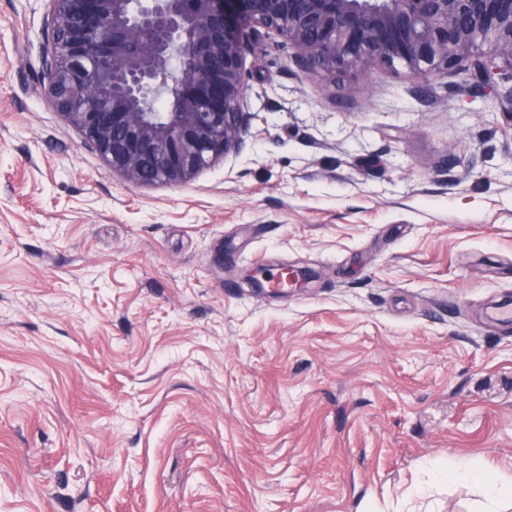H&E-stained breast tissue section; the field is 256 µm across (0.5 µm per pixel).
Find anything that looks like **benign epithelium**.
<instances>
[{
    "label": "benign epithelium",
    "mask_w": 512,
    "mask_h": 512,
    "mask_svg": "<svg viewBox=\"0 0 512 512\" xmlns=\"http://www.w3.org/2000/svg\"><path fill=\"white\" fill-rule=\"evenodd\" d=\"M52 107L128 181L181 186L243 152L248 33L280 35L321 81L396 63L427 81L512 74V0H48ZM167 111L157 110L159 101ZM264 271L243 281L265 290Z\"/></svg>",
    "instance_id": "obj_1"
}]
</instances>
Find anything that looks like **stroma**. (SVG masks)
Listing matches in <instances>:
<instances>
[{
	"instance_id": "1",
	"label": "stroma",
	"mask_w": 512,
	"mask_h": 512,
	"mask_svg": "<svg viewBox=\"0 0 512 512\" xmlns=\"http://www.w3.org/2000/svg\"><path fill=\"white\" fill-rule=\"evenodd\" d=\"M47 11L0 0V512H482L448 471L512 479V77L321 85L259 29L249 148L138 186L48 105Z\"/></svg>"
}]
</instances>
